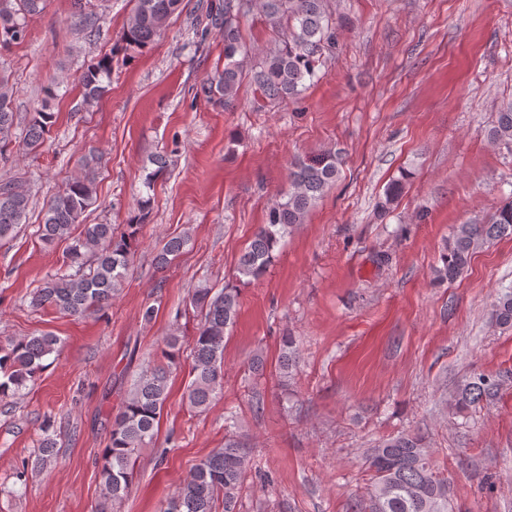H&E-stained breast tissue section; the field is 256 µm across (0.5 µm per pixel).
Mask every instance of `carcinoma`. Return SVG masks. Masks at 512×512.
Returning a JSON list of instances; mask_svg holds the SVG:
<instances>
[{"label": "carcinoma", "mask_w": 512, "mask_h": 512, "mask_svg": "<svg viewBox=\"0 0 512 512\" xmlns=\"http://www.w3.org/2000/svg\"><path fill=\"white\" fill-rule=\"evenodd\" d=\"M182 0H134L123 28L127 45L144 48L157 37L167 19L180 8ZM332 0H224L220 13L224 29V69L200 85L199 92L229 106L239 85L249 77L260 97L271 102L294 98L306 88L320 65L322 55L334 43L336 16ZM43 0H0V47L22 42L27 36V20L43 10ZM74 25L85 37L95 35L92 13L85 0H74ZM259 9L264 23L278 35V44L248 55L244 47L240 19ZM112 77V56L105 55L81 74L83 101L93 106L106 92ZM14 87L0 71V155L12 144L16 126L13 109ZM55 123L54 113L35 111L25 126L23 147L40 148ZM487 139L493 145L512 149V97L500 102ZM94 158L83 161V173L43 204L37 234L46 245L72 239L67 257L75 272L47 279L29 301L34 309L53 307L73 316L109 306L128 274L134 244L149 216L150 199L137 203V214L121 232L110 224H86L77 238L72 230L80 217L95 203ZM339 175V157L325 151L308 160L298 159L289 173L288 192L273 203L266 223L255 231L249 246L240 255L236 279L249 283L261 277L274 259V252L293 228L303 223L316 200ZM404 180L393 181L380 204L387 210L402 194ZM33 200L13 182L0 183V241L9 239L26 221ZM512 235V198L504 200L481 223L457 225L434 270L435 281L453 283L468 267L481 245ZM189 241L188 235L173 237L158 249L154 264L163 269L175 260ZM188 306L198 318L196 331L187 342L172 333L163 340L162 356L171 365L179 362L183 348L190 350L194 379L186 397L196 409L207 407L223 388L224 338L240 309L239 289L226 286L218 291L199 286L190 291ZM491 320L512 326V287L501 291L490 309ZM60 340L49 334L27 336L0 346V399L19 393L27 381L43 368V360L59 350ZM298 354L294 337L282 340L283 376L295 365ZM500 381L475 373L457 390L455 407L466 410L481 400L490 401L499 393ZM168 397V374L163 365H149L133 382L129 397L112 418L110 440L102 455L100 471L102 501L96 512H113L128 495L135 475L137 452L155 439ZM368 468L372 472L369 491L370 512H448V480L439 477L429 448L421 436L400 434L369 449ZM249 461L239 440L224 439L197 463L176 495L165 500L160 512H236L237 495L246 478Z\"/></svg>", "instance_id": "obj_1"}]
</instances>
